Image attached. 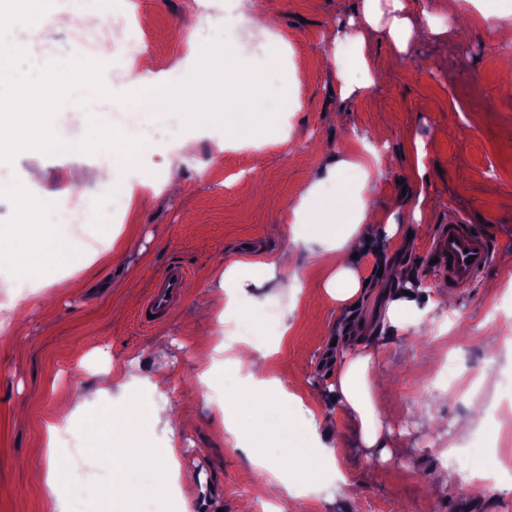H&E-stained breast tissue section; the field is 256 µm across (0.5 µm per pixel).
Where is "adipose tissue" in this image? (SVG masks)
<instances>
[{
  "label": "adipose tissue",
  "instance_id": "ef3b65f1",
  "mask_svg": "<svg viewBox=\"0 0 512 512\" xmlns=\"http://www.w3.org/2000/svg\"><path fill=\"white\" fill-rule=\"evenodd\" d=\"M446 34L443 25L421 22L413 10L412 0H360L356 10L348 12L341 22L326 31L324 40L331 52H339L345 45L356 52V65L364 75L363 81L350 80L344 69L336 71L341 94L347 99L373 85L371 73L375 68L373 44L376 36H384L394 56L400 57L409 52L413 43L428 38L437 40ZM188 58L196 70L198 89L192 93L189 106L181 112L184 123L204 125L211 112L224 113L228 118L242 116L252 124L268 122L265 105L247 96L243 90L244 84L254 81L255 76L242 67L233 48L218 43L193 45L189 48ZM179 69L176 62L166 69H158L157 59L147 47L131 50L125 71L129 90L126 111L139 113L145 121L168 112L180 98L176 82ZM349 166V161L344 159L332 161L326 167L323 179L308 186L304 198L315 201L318 224L329 226L336 221L335 198L321 193L324 181L338 180ZM11 190L24 217L8 230L12 245L0 247V264L14 260V246L18 243L28 246L34 256L47 252L60 259L67 258L70 253L68 239L52 230L56 215L55 197L35 195L28 182L12 185ZM378 230L389 234L396 232L395 211L370 201L363 203L355 224L341 236L332 237L330 247L353 253L362 238ZM394 276L371 334L352 330L344 336V350L332 362L326 389L327 396L333 397L344 409L362 447L370 456L383 461L390 459L393 449L401 447L402 442L386 425L379 404L382 384L375 363L384 340L403 331L417 309L414 295L403 292L402 282L408 276L407 270L395 269ZM363 292L358 272L345 261L337 264L323 288L324 297L339 307L357 304ZM237 364L247 369L250 390L225 400V432L234 435L246 429L247 409L255 404L278 414L285 423L316 429L314 401L285 391L278 380L263 375L261 364L252 359L242 356ZM136 422V415L127 417L128 428L124 436L113 442L109 450L113 462L126 465L149 463L160 455L158 449L135 432Z\"/></svg>",
  "mask_w": 512,
  "mask_h": 512
}]
</instances>
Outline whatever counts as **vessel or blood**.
Listing matches in <instances>:
<instances>
[{"label": "vessel or blood", "instance_id": "b4317fda", "mask_svg": "<svg viewBox=\"0 0 512 512\" xmlns=\"http://www.w3.org/2000/svg\"><path fill=\"white\" fill-rule=\"evenodd\" d=\"M432 271L441 275L449 288L465 292L472 288L493 262L495 249L484 231H473L461 217L449 214L439 225L428 252ZM188 276L184 266L172 265L141 303L137 317L141 325L164 322L181 302L183 283Z\"/></svg>", "mask_w": 512, "mask_h": 512}]
</instances>
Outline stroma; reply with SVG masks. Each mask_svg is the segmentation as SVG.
<instances>
[{"instance_id":"1","label":"stroma","mask_w":512,"mask_h":512,"mask_svg":"<svg viewBox=\"0 0 512 512\" xmlns=\"http://www.w3.org/2000/svg\"><path fill=\"white\" fill-rule=\"evenodd\" d=\"M260 2L278 10V34L252 35L239 25L225 29V13H241L243 0H95L108 26L80 28L61 13L12 30V41L26 48L33 64L67 57L84 40L99 44L114 28L125 45L141 41L166 63L183 59L190 44L221 38L240 48L249 66L277 59L262 97L271 107L288 96L293 108L275 114L271 127L242 144L229 136L217 112L196 131L175 123L170 113L145 123L111 100L92 99L86 109L66 101V121L57 129L65 141H79L92 116L143 139L140 169L119 171L122 179L163 183V152L194 136L195 160L183 171L181 193L148 191L132 209L88 180L92 169L112 164V154H40L16 158L9 167L10 182L33 176L44 194L74 186L75 196L61 206L80 212L82 221L57 225L71 241L65 261L0 269V307L12 308L18 324L0 338V512H57L58 498L72 495L73 474L83 483V512H255L259 502L273 512H512V483L493 486L471 478L478 467L502 465L501 445L512 438L503 421L512 416V385L504 381L512 376V98L499 91L491 26L512 22V0H461L470 25L463 37L457 16L441 0H421L448 27L447 39L416 44L399 59L386 40H377L375 88L347 101L340 98L336 68H352V53L325 54L323 35L356 0ZM282 126L291 128L290 139L277 135ZM379 129L385 142L375 137ZM418 139L426 146L421 175L409 152ZM382 146L393 163L378 177L376 201L396 210L401 232H376L361 245L352 264L368 285L358 307L310 300L330 265L326 246L302 241L310 227L296 220L294 206L330 158L362 161ZM359 180V171L350 168L324 186L336 199L337 232L353 222ZM418 185L430 206L417 224L405 191ZM452 211L487 229L497 248L494 262L464 293L438 289V276L421 264ZM410 227L415 233L408 240L402 232ZM113 237L123 249L103 259ZM284 251L296 296L284 294L274 278L250 289L237 305H225L221 280L227 266H268ZM176 263L193 271L182 304L166 321L141 326V301ZM393 265L408 269L427 308L385 345L377 364L390 384L386 421L401 432L402 448L388 461H367L341 407L325 405L317 422L336 449L348 490L329 495L334 475L317 469L314 490L300 499L260 497L241 479L250 465L247 454L224 432V400L242 386L230 362L239 343L226 338V328L247 325L255 357L285 389L302 395L327 387L332 341L342 338L348 321L372 319ZM99 356L114 368L140 359L146 381L124 392L98 391L100 376L91 363ZM448 359L456 364L454 385L430 389L431 372ZM203 374L209 378L204 387L198 382ZM80 388L96 394L80 407H61V397ZM476 402L484 406V419L459 434L458 421ZM132 405L141 411L142 436L153 447L173 449L182 470L193 474L191 484L159 493L153 489L155 464L113 463L111 419ZM157 406L189 410L191 421L152 425L149 415ZM423 406L430 407L429 418L418 417ZM250 415L272 432L259 450L267 461L287 446L314 460L308 429L281 424L257 405ZM53 425L65 427L66 447L47 448ZM450 444L457 452L448 458L441 450ZM51 460L64 467L65 479L51 489L33 487L32 472ZM116 483L132 490L130 500L113 499Z\"/></svg>"}]
</instances>
